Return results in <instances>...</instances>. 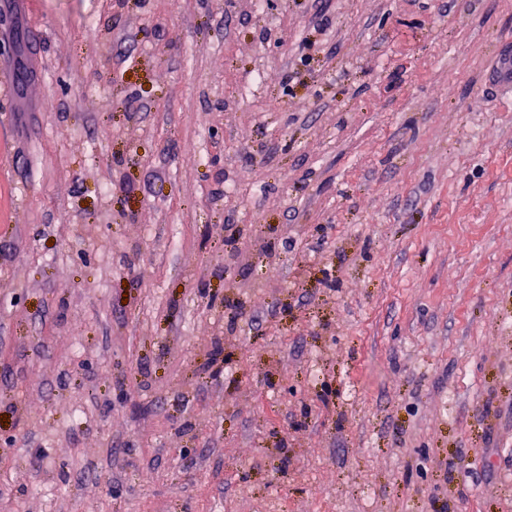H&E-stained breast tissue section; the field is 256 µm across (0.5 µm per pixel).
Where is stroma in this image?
<instances>
[{
    "label": "stroma",
    "instance_id": "stroma-1",
    "mask_svg": "<svg viewBox=\"0 0 512 512\" xmlns=\"http://www.w3.org/2000/svg\"><path fill=\"white\" fill-rule=\"evenodd\" d=\"M505 49L512 0H0V512H512Z\"/></svg>",
    "mask_w": 512,
    "mask_h": 512
}]
</instances>
